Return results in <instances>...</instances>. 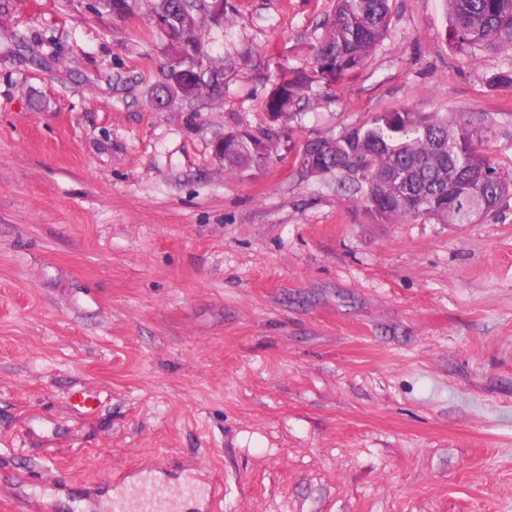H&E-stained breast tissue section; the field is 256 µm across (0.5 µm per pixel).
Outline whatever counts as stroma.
Instances as JSON below:
<instances>
[{"label":"stroma","mask_w":512,"mask_h":512,"mask_svg":"<svg viewBox=\"0 0 512 512\" xmlns=\"http://www.w3.org/2000/svg\"><path fill=\"white\" fill-rule=\"evenodd\" d=\"M218 101L150 103L153 0H0V512H110L153 480L190 512H512V199L471 224L381 223L304 141L437 112L512 169V89L442 39L444 0L266 127L334 0H224ZM225 136V138H224ZM214 142V153L224 158L228 170H241L265 165L276 146L278 133L273 127L237 130L225 133Z\"/></svg>","instance_id":"1"}]
</instances>
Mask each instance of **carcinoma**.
<instances>
[{
    "label": "carcinoma",
    "mask_w": 512,
    "mask_h": 512,
    "mask_svg": "<svg viewBox=\"0 0 512 512\" xmlns=\"http://www.w3.org/2000/svg\"><path fill=\"white\" fill-rule=\"evenodd\" d=\"M156 0L154 14L164 20L166 44L176 40L183 53L166 60L152 92L159 109L175 101L224 94V70L210 76L193 55L200 41L184 24V12L200 14L213 24L224 9L208 0ZM449 25L445 39L472 60L487 50H512V0H445ZM390 23V0H336L323 22V35L312 47L308 69H279L263 100L275 123L300 109L313 88L330 87L360 70L384 41ZM273 127L225 134L224 167L241 170L265 165L276 146ZM303 150L316 157L320 173H343L365 188L366 208L379 221L436 219L443 224H470L475 213L496 211L512 196V170L497 167L461 123L437 113L384 112L370 122L314 139Z\"/></svg>",
    "instance_id": "cac0c4a2"
}]
</instances>
